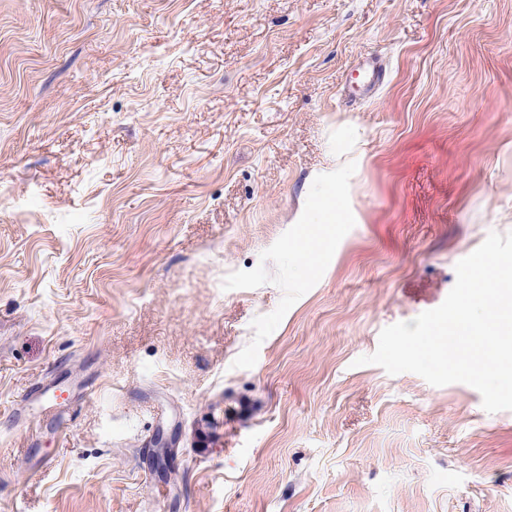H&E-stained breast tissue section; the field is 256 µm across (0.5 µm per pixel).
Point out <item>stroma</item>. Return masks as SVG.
<instances>
[{
  "instance_id": "stroma-1",
  "label": "stroma",
  "mask_w": 512,
  "mask_h": 512,
  "mask_svg": "<svg viewBox=\"0 0 512 512\" xmlns=\"http://www.w3.org/2000/svg\"><path fill=\"white\" fill-rule=\"evenodd\" d=\"M493 231L512 0H0V512H512V411L356 363ZM332 197V184L330 178L324 176L317 181L309 191L308 206L303 214L304 224H324L330 220L331 208L321 203Z\"/></svg>"
}]
</instances>
